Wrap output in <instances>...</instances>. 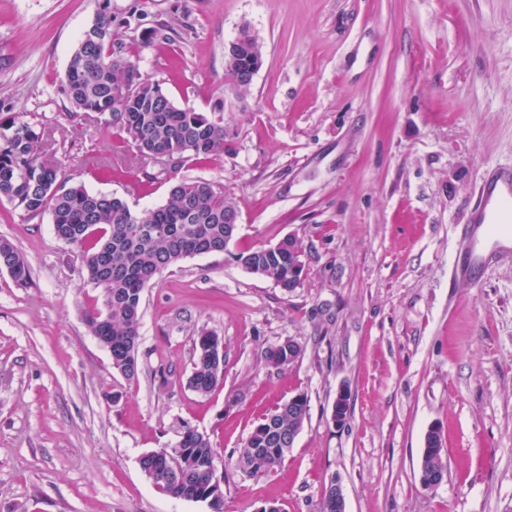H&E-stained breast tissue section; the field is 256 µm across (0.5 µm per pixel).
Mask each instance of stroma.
<instances>
[{
	"instance_id": "35a3bbf8",
	"label": "stroma",
	"mask_w": 512,
	"mask_h": 512,
	"mask_svg": "<svg viewBox=\"0 0 512 512\" xmlns=\"http://www.w3.org/2000/svg\"><path fill=\"white\" fill-rule=\"evenodd\" d=\"M112 38L178 106L223 105L215 160L146 173L109 116L72 117L67 68L100 11ZM263 43L248 91L224 85L241 28ZM43 132L66 185L166 203L215 180L237 204L227 251L194 256L143 292L138 380L88 330L99 304L49 213L0 201V238L29 269H0V512H210L158 493L140 457L182 425L208 434L224 512H512V266L480 287L452 275L482 173L512 166V0H0V119ZM296 236L303 282L286 293L236 260ZM224 338V380L189 389L201 332ZM302 353L282 370L265 352ZM347 390L349 412L332 408ZM309 417L284 466L243 474L231 457L296 394ZM447 474L419 481L430 427Z\"/></svg>"
}]
</instances>
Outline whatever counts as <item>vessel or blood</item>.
<instances>
[{
	"label": "vessel or blood",
	"instance_id": "vessel-or-blood-1",
	"mask_svg": "<svg viewBox=\"0 0 512 512\" xmlns=\"http://www.w3.org/2000/svg\"><path fill=\"white\" fill-rule=\"evenodd\" d=\"M476 195L464 226L467 245L455 265L456 276L475 285L490 263L512 261V168L486 171Z\"/></svg>",
	"mask_w": 512,
	"mask_h": 512
}]
</instances>
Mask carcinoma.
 <instances>
[{
    "label": "carcinoma",
    "mask_w": 512,
    "mask_h": 512,
    "mask_svg": "<svg viewBox=\"0 0 512 512\" xmlns=\"http://www.w3.org/2000/svg\"><path fill=\"white\" fill-rule=\"evenodd\" d=\"M97 41L79 40L70 60L65 92L73 115L90 123L108 114L112 127L136 149L145 164L165 152L172 165L224 154L226 126L223 107L209 114L180 108L160 84L138 68L118 63L123 48L112 40V18L97 15L92 26ZM263 62V46L251 37L241 42L235 59L227 60L226 85L245 92L250 66ZM41 133L26 121H0V199L29 214L47 212L54 234L75 247L87 281L100 290L102 307L85 313L92 335L112 345V368L129 381L138 379V340L145 287L163 271L192 256L222 253L233 241L236 225L224 223V210L237 209L216 181H180L165 204L138 211L114 196L88 191L84 185L59 182V161L42 152ZM250 273L273 280L286 292L293 261L288 238L276 245L237 255ZM0 268L24 284L28 266L14 245L0 239ZM224 341L203 332L195 342L189 388L202 396L224 380ZM269 366L292 363L283 342L266 353ZM309 410L284 402L258 422L237 449L236 467L249 476H262L280 467L288 455V433L301 429ZM217 454L210 437L187 427L174 448L144 454L141 470L172 497L195 495L209 502L211 512H224V500L210 492Z\"/></svg>",
    "instance_id": "1"
}]
</instances>
